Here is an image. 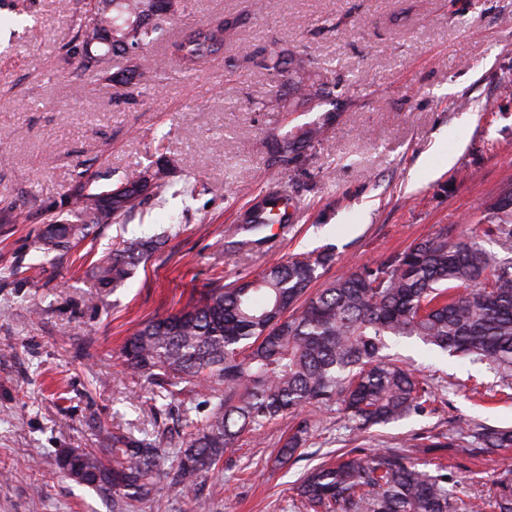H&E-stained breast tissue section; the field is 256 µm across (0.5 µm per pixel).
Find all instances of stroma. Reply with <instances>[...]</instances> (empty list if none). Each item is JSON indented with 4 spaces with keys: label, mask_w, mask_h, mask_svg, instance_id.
Instances as JSON below:
<instances>
[{
    "label": "stroma",
    "mask_w": 512,
    "mask_h": 512,
    "mask_svg": "<svg viewBox=\"0 0 512 512\" xmlns=\"http://www.w3.org/2000/svg\"><path fill=\"white\" fill-rule=\"evenodd\" d=\"M86 0H0V512H112V500L62 473L71 448L107 432L177 430L179 399L120 357L139 324L194 304L299 253L332 249L315 288L372 266L418 237L466 235L512 189V0H187L155 46L142 91L97 81L65 60ZM237 16L216 61L186 74L173 43L192 25ZM301 53L326 88L322 105L284 114V88L261 56ZM335 113L298 164H271L270 133L298 132ZM165 157L188 191L147 203L120 224H93L66 252L38 247L48 218L80 215L77 172L112 186ZM286 189L290 224L250 243L242 214ZM167 244L116 289L96 291L93 262L124 239ZM393 350L430 375L426 415L353 430L337 407L298 461L276 464L287 426L244 442L201 478L195 494L165 488L128 512H295L312 468L352 448H398L416 434L512 426V397L487 365L401 342ZM512 450L455 459L462 503L492 497Z\"/></svg>",
    "instance_id": "stroma-1"
}]
</instances>
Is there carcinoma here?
<instances>
[{
    "mask_svg": "<svg viewBox=\"0 0 512 512\" xmlns=\"http://www.w3.org/2000/svg\"><path fill=\"white\" fill-rule=\"evenodd\" d=\"M185 0H97L94 12L79 19V35L66 49L80 68L92 53L125 56L132 66L112 74L111 83L130 88L149 64L153 46L165 39ZM226 18L199 23L175 43L180 67L190 72L224 50ZM263 68L283 77L290 95L267 103L276 112L315 109L324 99L303 55L270 57ZM330 119L288 137L267 141L272 164L298 160L305 144L318 139ZM174 167L135 168L112 187L78 195L81 224L52 221L40 249L64 251L86 235L90 224L131 218L149 199L173 186ZM292 219L288 194L272 188L245 213L253 233ZM492 239L512 252V192L503 194L485 227L457 241L443 228L413 241L374 266L349 271L310 294L317 271L334 254L293 257L263 269L231 288L216 285L191 308L142 323L122 348L124 364L146 377L160 393L202 397L183 409L186 431L163 438L114 432L101 452L77 456L79 483L112 494V512L150 498L162 481L188 493L218 465L226 451L248 435L261 436L278 421L297 418L284 438L278 462L285 464L315 435L306 408L341 407L352 427L364 430L419 413L432 391L416 371L389 353L403 339L473 363H486L502 380H512V266L484 246ZM165 244L161 238L133 239L103 255L92 267L94 287L118 288L140 264ZM480 449L512 448V429L481 427ZM176 449L175 459L161 447ZM413 458L396 448L371 454L352 449L334 463L308 471L297 488L303 512H459L448 486V453H463L446 436L428 435ZM489 502H473L466 512H512V466L494 481Z\"/></svg>",
    "mask_w": 512,
    "mask_h": 512,
    "instance_id": "obj_1",
    "label": "carcinoma"
}]
</instances>
